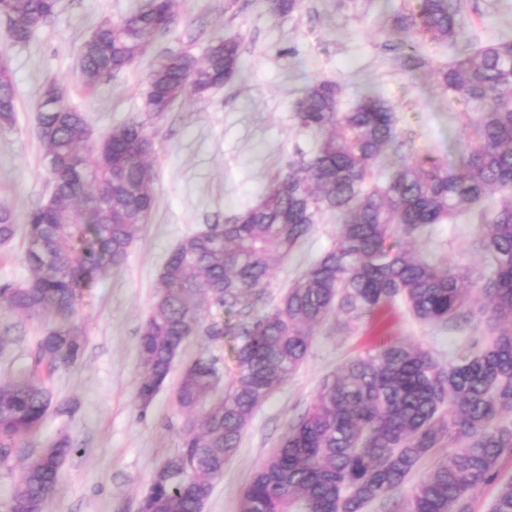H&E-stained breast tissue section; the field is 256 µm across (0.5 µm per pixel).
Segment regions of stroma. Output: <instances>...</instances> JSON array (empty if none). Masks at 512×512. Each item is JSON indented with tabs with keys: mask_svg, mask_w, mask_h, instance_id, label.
I'll return each mask as SVG.
<instances>
[{
	"mask_svg": "<svg viewBox=\"0 0 512 512\" xmlns=\"http://www.w3.org/2000/svg\"><path fill=\"white\" fill-rule=\"evenodd\" d=\"M145 0H58L53 17L25 44L15 43L0 21V59L13 76L18 112L13 129H0V204L17 224L47 201L51 184L40 157L37 132L40 94L47 81L60 83L68 104L85 113L95 135L131 119L147 121L156 203L133 243L125 265L84 288L75 315L84 336L81 358L46 379L52 404L39 435L26 440L17 456L38 451L58 433H67L75 452L64 464L45 512H137L155 468L181 446L185 418L175 401L184 367L199 354L219 360L224 375L235 367L236 336L213 342L191 336L175 360L166 385L148 407L136 401L140 372L139 339L155 292L157 274L184 237L225 220L255 203L269 179L287 161L311 155L316 139L297 129L293 105L314 79L342 87L350 106L365 91L396 105L403 127L414 132L412 149L454 158L471 130L469 106L449 98L435 74L452 58L448 47L430 45L426 64L406 71L401 46L407 33L392 20L406 0H301L293 12L272 14L267 0H177L170 31L126 71L93 89L79 80L80 49L101 18L120 19ZM460 23L476 46L512 39V0H463ZM236 39L249 63L247 73L217 87L205 98L177 102L162 117L144 110L145 78L156 58L186 50L203 56L215 34ZM481 226L469 215L428 226L413 244L429 261L468 265L488 272L490 257L479 247ZM336 241V220L325 217L308 237L275 265L263 304L276 301ZM470 322L430 325L402 303L379 317L351 324L329 320L316 326L303 365L257 409L240 445L226 461L204 512H239V500L257 467L279 446L287 427L309 407L320 383L355 358L375 356L384 342L405 339L421 345L440 366L475 354L492 327L479 316ZM0 312V378L31 363L30 349L42 329L54 323ZM433 449L406 485L366 512H401L409 488L448 453Z\"/></svg>",
	"mask_w": 512,
	"mask_h": 512,
	"instance_id": "35a3bbf8",
	"label": "stroma"
}]
</instances>
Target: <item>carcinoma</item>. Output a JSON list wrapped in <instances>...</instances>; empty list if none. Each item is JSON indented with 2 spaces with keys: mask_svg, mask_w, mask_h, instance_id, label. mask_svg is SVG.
<instances>
[{
  "mask_svg": "<svg viewBox=\"0 0 512 512\" xmlns=\"http://www.w3.org/2000/svg\"><path fill=\"white\" fill-rule=\"evenodd\" d=\"M176 0H153L118 21L103 18L84 42L80 80L87 87L126 70L142 47L170 29ZM461 0H408L395 28L411 31L404 66L425 65L429 43L455 55L438 85L476 110L471 136L452 160L405 152L412 134L399 127L396 107L376 92L342 109L336 82H310L293 105L294 120L316 137L308 157L288 160L258 200L208 233L184 237L155 282V299L140 335L136 399L149 405L165 385L191 325L222 341L242 337L235 374L217 391L218 362L200 356L184 369L177 406L187 417L181 448L154 471L142 512H203L224 463L259 405L305 361L312 329L330 318L358 319L400 300L419 321L446 325L470 313L471 290L488 301L481 311L494 336L474 355L439 367L407 340L382 346L376 357L353 359L319 385L306 412L285 431L280 447L255 471L239 512H363L404 485L429 452L451 451L415 484L403 512H470L475 490L497 479L512 455V428L496 420L512 411V40L475 48L461 36ZM53 0H0L16 43L28 42L54 14ZM246 62L238 41L222 35L203 58L189 52L159 56L145 81L148 112L159 117L193 95L204 97L219 77L233 79ZM41 165L52 182L47 201L26 217L24 259L32 275L0 287V308L57 317L31 350V369L0 379V466L36 434L52 395L39 371L75 363L83 336L73 317L88 283L121 269L156 201L153 141L133 119L103 137H88L85 115L44 86ZM16 91L0 71V128L16 123ZM388 154L399 164L376 180ZM490 208L482 206L494 194ZM480 206V247L493 269L472 281L456 262H430L407 242L430 224ZM326 214L336 216L335 245L289 286L269 309L257 306L275 261L288 254ZM17 233L13 212L0 205V243ZM222 309L235 325L207 320ZM75 452L60 433L25 457L5 512H44L60 470ZM492 512H512V481Z\"/></svg>",
  "mask_w": 512,
  "mask_h": 512,
  "instance_id": "1",
  "label": "carcinoma"
}]
</instances>
